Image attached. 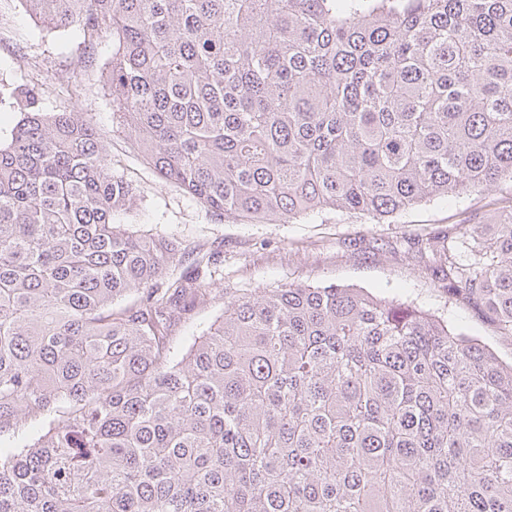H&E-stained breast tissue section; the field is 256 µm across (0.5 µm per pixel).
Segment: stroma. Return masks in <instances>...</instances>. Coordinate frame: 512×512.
Instances as JSON below:
<instances>
[{
	"label": "stroma",
	"mask_w": 512,
	"mask_h": 512,
	"mask_svg": "<svg viewBox=\"0 0 512 512\" xmlns=\"http://www.w3.org/2000/svg\"><path fill=\"white\" fill-rule=\"evenodd\" d=\"M111 53V42H102L94 65L84 67L72 32L42 26L22 0H0V144L10 142L23 117L15 88L37 87L44 110L82 113L105 138L113 170L137 189L136 201L116 215V223L186 247L188 255L172 267L171 278L193 276L198 260L220 255L219 272L206 296L171 331L175 356H182L222 314L225 291L249 295L302 282L353 286L402 299L486 344L503 363H512V338L501 335L496 319L481 303L451 296L413 250L418 240L446 235L451 226L471 218L497 223L500 207L512 203L511 181L485 192L423 202L381 222L334 210L290 221L218 216L161 180L125 133L113 127L112 98L101 77ZM59 417L55 411L0 429V451L18 452L34 444Z\"/></svg>",
	"instance_id": "obj_1"
}]
</instances>
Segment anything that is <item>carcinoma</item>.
Here are the masks:
<instances>
[{
    "mask_svg": "<svg viewBox=\"0 0 512 512\" xmlns=\"http://www.w3.org/2000/svg\"><path fill=\"white\" fill-rule=\"evenodd\" d=\"M112 39V122L217 216L373 218L512 181V0H23ZM0 145V512H512V364L348 286L207 293L186 249L113 223L136 189L78 112ZM417 242L512 337V205ZM60 415L61 412L55 411L48 415L23 419L17 425L3 428L0 432V451L20 452L24 446L34 444L54 421L57 422Z\"/></svg>",
    "mask_w": 512,
    "mask_h": 512,
    "instance_id": "carcinoma-1",
    "label": "carcinoma"
}]
</instances>
